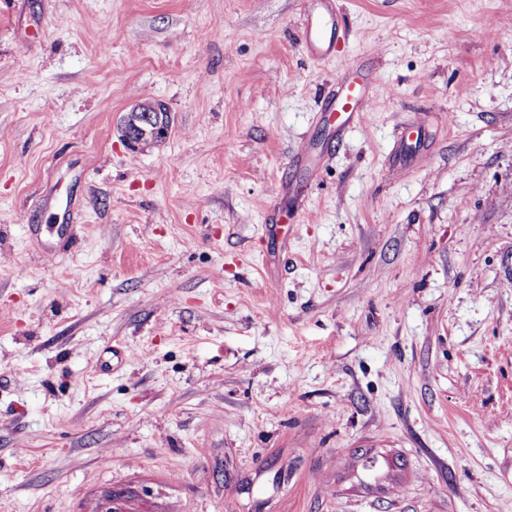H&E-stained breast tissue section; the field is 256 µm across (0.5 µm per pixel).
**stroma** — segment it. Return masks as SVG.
Instances as JSON below:
<instances>
[{"label": "stroma", "mask_w": 512, "mask_h": 512, "mask_svg": "<svg viewBox=\"0 0 512 512\" xmlns=\"http://www.w3.org/2000/svg\"><path fill=\"white\" fill-rule=\"evenodd\" d=\"M333 2L0 0V512L512 500V0ZM340 21L331 11L310 10L306 15L304 42L307 51L317 57L325 58L332 54L339 40ZM336 31V41L329 32ZM369 107L370 101L366 96L365 85L362 78L357 75L336 88V94L324 104V111L336 112V122L342 121V124L359 116L361 112H366ZM170 128L169 112L162 102L140 104L124 118V140L131 149H136L165 138Z\"/></svg>", "instance_id": "obj_1"}]
</instances>
